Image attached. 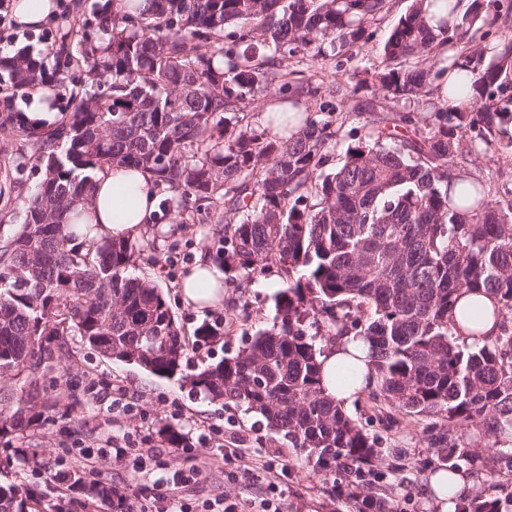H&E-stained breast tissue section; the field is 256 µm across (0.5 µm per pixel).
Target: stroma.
<instances>
[{"mask_svg":"<svg viewBox=\"0 0 512 512\" xmlns=\"http://www.w3.org/2000/svg\"><path fill=\"white\" fill-rule=\"evenodd\" d=\"M410 0H390L388 9L371 22L369 39L346 53L322 57L298 55L288 62L293 79L321 83L333 91L332 103L347 106V94L374 92L373 75L381 67L382 46ZM31 109L29 92H19L11 107L0 104V229L10 230L23 220V203L41 178L33 146L17 137L7 122L9 110ZM458 172L478 179L498 206L512 207V152L491 149L465 153L456 160ZM150 249L131 269L132 275L154 279L166 293L175 321L185 337L202 323L223 321L219 342L190 345L180 375L156 377L138 367L108 360L79 337L66 340L68 355L61 366L39 380L41 390L55 403L54 419L33 435L0 438V483L16 486L19 494L44 488L51 468L79 470V449L127 447L162 449V427L184 433L189 451L163 452L148 462L146 474L134 472L128 461L114 456L96 464L98 483L109 485L132 500L144 478H157L181 470L192 481L181 493L193 512L224 500L238 512H356L352 502L332 494L331 482L315 475L304 453L262 428L255 414L225 401H209L190 392L182 381L202 365L235 355L261 329L272 327L274 295L283 288L276 271L246 278L227 274L224 302L208 310L182 303L178 291L182 277L202 255L214 256L224 227L206 220L175 223L155 219L148 227ZM374 439L378 450L370 481L393 512H437L428 492L429 474L440 460L429 448V420L398 411L368 397L346 409ZM450 437L463 441L491 464L495 450L512 449V434L487 437L481 425L449 426ZM36 451L40 465L30 468L19 458L20 449ZM36 512H112L108 502L81 490L55 485Z\"/></svg>","mask_w":512,"mask_h":512,"instance_id":"35a3bbf8","label":"stroma"}]
</instances>
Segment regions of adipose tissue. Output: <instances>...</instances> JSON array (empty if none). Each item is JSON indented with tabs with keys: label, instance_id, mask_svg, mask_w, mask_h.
<instances>
[{
	"label": "adipose tissue",
	"instance_id": "ef3b65f1",
	"mask_svg": "<svg viewBox=\"0 0 512 512\" xmlns=\"http://www.w3.org/2000/svg\"><path fill=\"white\" fill-rule=\"evenodd\" d=\"M95 181L94 202L82 210L78 221L90 225L91 236H134L153 224L158 188L153 179L139 169L114 166L99 172ZM179 288L184 301L196 308L221 304L224 300V274L206 257L182 278ZM322 386L337 403L347 405L374 384L371 351L359 336H345L327 345L319 357ZM353 364L358 375L347 387L336 384V367Z\"/></svg>",
	"mask_w": 512,
	"mask_h": 512
}]
</instances>
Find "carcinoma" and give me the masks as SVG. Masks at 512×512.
<instances>
[{
	"label": "carcinoma",
	"mask_w": 512,
	"mask_h": 512,
	"mask_svg": "<svg viewBox=\"0 0 512 512\" xmlns=\"http://www.w3.org/2000/svg\"><path fill=\"white\" fill-rule=\"evenodd\" d=\"M389 0H93L78 4L56 62L20 53L0 56L14 88L72 85L71 113L52 129L17 126L37 153L43 178L25 216L0 245V375H25L38 395L18 401L0 392V435L36 432L54 404L40 376L66 354L65 337L102 357L160 378L181 370L186 341L154 281L128 269L149 240L96 239L72 223L94 193V176L133 166L163 186L165 215L175 222L204 213L224 225L216 251L224 270L247 276L272 268L288 279L275 295L273 327L232 357L185 377L190 390L260 414L294 448L316 452L314 472L335 471L357 512H390L365 481L377 457L374 440L321 385L317 336L367 340L376 377L373 400L414 416L485 434L512 432V208L470 182L448 192L457 156L493 127L512 125V34L501 35L481 69L483 51L462 46L486 23L481 0H412L383 45L375 75L383 97L424 96L438 78L471 69L462 106L428 117L377 110L356 98L345 112L322 101L321 86L294 82L283 62L299 54L357 44ZM83 72L74 80L73 72ZM273 90L303 109V125L274 131L252 123L254 97ZM372 116L374 134L346 147L326 173L329 151L353 114ZM483 121L475 138L473 115ZM224 200V211L215 203ZM490 293L500 333L481 338L485 313L472 311L469 332L456 334L453 308L463 293ZM224 324L206 323L196 341L213 342ZM448 468L473 461L466 444L431 435ZM483 498L465 493L455 512H499L512 479V453L499 452ZM73 484L103 500L122 493ZM30 499L0 484V512H26Z\"/></svg>",
	"instance_id": "obj_1"
}]
</instances>
